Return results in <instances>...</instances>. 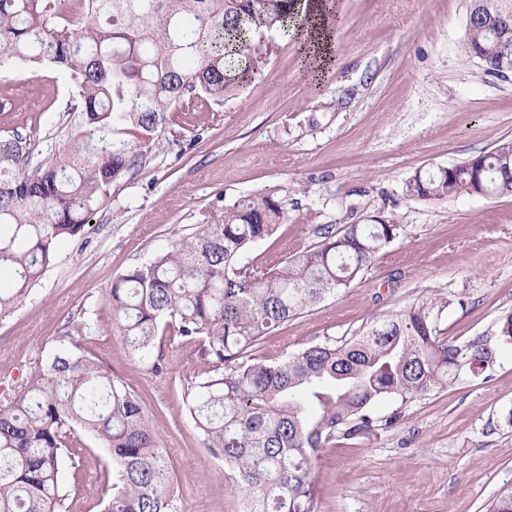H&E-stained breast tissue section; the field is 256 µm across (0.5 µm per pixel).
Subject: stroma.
<instances>
[{"mask_svg": "<svg viewBox=\"0 0 512 512\" xmlns=\"http://www.w3.org/2000/svg\"><path fill=\"white\" fill-rule=\"evenodd\" d=\"M343 18L332 60L314 78L289 39L249 86L190 115L171 113L146 163L123 176L68 241L51 270L0 318V396L20 385L65 327L97 319L82 351L98 356L152 419L177 479L182 512H241L242 495L184 410L183 385L208 365L200 344L164 336V374L132 359L112 327L113 278L260 191L283 204L285 226L253 251L275 265L315 246L316 225L399 224L362 282L288 321L258 346L294 352L353 334L418 300H443L438 328L464 341L512 313V196L422 201L404 192L419 173L465 162L512 140V75L488 74L465 49L468 0H333ZM69 76L49 64L0 71V134L46 153L74 130ZM373 433L339 438L313 461L316 512H486L512 488V350L484 374H460L377 417ZM57 512H102L112 461L72 440Z\"/></svg>", "mask_w": 512, "mask_h": 512, "instance_id": "stroma-1", "label": "stroma"}]
</instances>
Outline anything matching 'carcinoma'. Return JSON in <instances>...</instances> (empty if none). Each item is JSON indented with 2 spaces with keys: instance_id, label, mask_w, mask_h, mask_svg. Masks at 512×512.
I'll return each instance as SVG.
<instances>
[{
  "instance_id": "obj_1",
  "label": "carcinoma",
  "mask_w": 512,
  "mask_h": 512,
  "mask_svg": "<svg viewBox=\"0 0 512 512\" xmlns=\"http://www.w3.org/2000/svg\"><path fill=\"white\" fill-rule=\"evenodd\" d=\"M508 23L512 0H470ZM313 0H0V69L12 61L63 67L81 110L76 135L35 166L27 138L0 136V317L11 313L84 233L88 216L124 174L142 167L146 143L128 129L162 135L170 112L196 110L191 93L217 105L251 82L267 60L259 37L301 43ZM494 60L495 36L467 29ZM491 193L512 195V141L482 154ZM467 175L417 174L407 196L444 200L469 193ZM285 215L256 192L172 240L112 281L115 332L146 370L166 364L158 339L202 342L205 376L184 385L186 411L204 445L224 461L244 512H315L313 459L338 437L367 433L374 409L403 403L483 372L512 349V314L492 335L458 343L440 335L437 305L417 302L349 337L293 353L255 347L288 321L362 280L400 235L397 224H318V245L276 265L247 255L271 239ZM97 330L74 332L0 398V512H55L68 438L82 432L112 456L104 512H180L165 449L139 398L96 357L79 349Z\"/></svg>"
}]
</instances>
